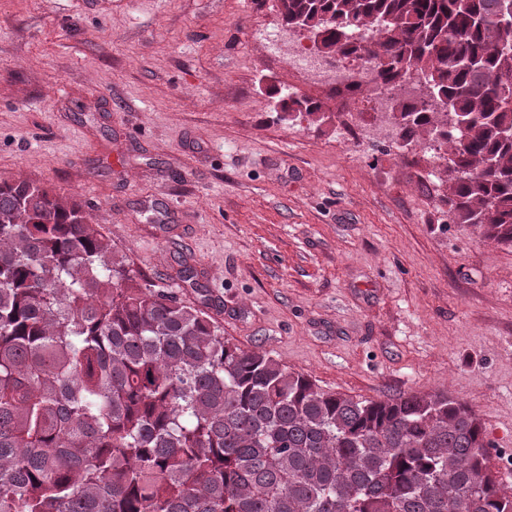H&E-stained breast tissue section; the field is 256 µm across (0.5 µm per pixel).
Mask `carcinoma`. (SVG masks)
<instances>
[{
  "mask_svg": "<svg viewBox=\"0 0 512 512\" xmlns=\"http://www.w3.org/2000/svg\"><path fill=\"white\" fill-rule=\"evenodd\" d=\"M276 2L329 56L433 90L397 103L396 144L445 161L449 220L512 246L502 0ZM486 447L446 393L357 399L242 349L129 269L80 202L0 180V512H512Z\"/></svg>",
  "mask_w": 512,
  "mask_h": 512,
  "instance_id": "1",
  "label": "carcinoma"
}]
</instances>
